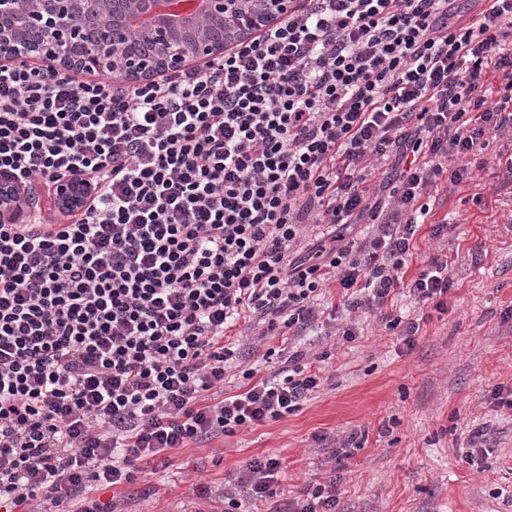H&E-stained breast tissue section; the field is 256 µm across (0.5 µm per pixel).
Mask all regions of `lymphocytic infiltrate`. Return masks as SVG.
Here are the masks:
<instances>
[{"instance_id":"obj_1","label":"lymphocytic infiltrate","mask_w":512,"mask_h":512,"mask_svg":"<svg viewBox=\"0 0 512 512\" xmlns=\"http://www.w3.org/2000/svg\"><path fill=\"white\" fill-rule=\"evenodd\" d=\"M512 133V0H292L287 18L204 67L147 84L0 63V175L27 220L0 223V512H113L139 462L299 410L320 383L302 352L266 376L229 336L312 329L330 283L347 311L395 290L447 295L448 262L409 275L422 197L487 134ZM399 163L369 199L381 159ZM456 161L445 170L444 161ZM95 194L49 226L36 196L65 174ZM381 222L378 237L296 255L310 224ZM281 462L250 460L249 500L280 496Z\"/></svg>"}]
</instances>
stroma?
<instances>
[{"label":"stroma","instance_id":"1","mask_svg":"<svg viewBox=\"0 0 512 512\" xmlns=\"http://www.w3.org/2000/svg\"><path fill=\"white\" fill-rule=\"evenodd\" d=\"M510 157L512 135L490 137L483 153L467 157L466 182L426 195L433 214L447 218L448 234L437 240L422 226L409 271L445 254L452 286L441 308L406 292L394 297L393 313L420 323L413 344L374 312L332 310L336 287L315 303L335 311L331 325L264 337L260 325L240 324L239 341L262 373L304 353L320 376L309 399L280 420L171 453L167 468L93 498L116 500L118 512H220L233 474L272 455L282 463L281 512L334 475L339 512H512V411L495 399L512 393ZM347 326L354 339L343 336ZM478 429L489 448L482 455L472 451ZM351 436L358 449L337 459Z\"/></svg>","mask_w":512,"mask_h":512}]
</instances>
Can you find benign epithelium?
<instances>
[{"label":"benign epithelium","mask_w":512,"mask_h":512,"mask_svg":"<svg viewBox=\"0 0 512 512\" xmlns=\"http://www.w3.org/2000/svg\"><path fill=\"white\" fill-rule=\"evenodd\" d=\"M109 35L86 39L77 18L97 8L92 0H9L24 26L10 24L0 7V44L15 60L54 63L60 70L112 71L135 82L162 69L178 70L202 56L216 55L254 30L288 16L291 0H203L194 19L130 32L124 18L146 10L152 0H101ZM94 193L82 178L67 174L54 187L58 210H83ZM16 195L0 176V221L16 217Z\"/></svg>","instance_id":"7a95c632"}]
</instances>
